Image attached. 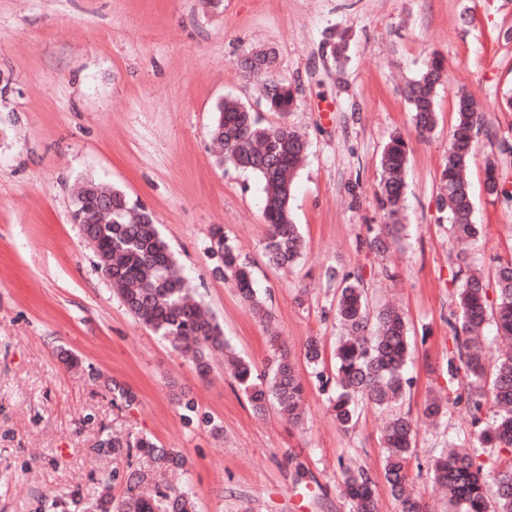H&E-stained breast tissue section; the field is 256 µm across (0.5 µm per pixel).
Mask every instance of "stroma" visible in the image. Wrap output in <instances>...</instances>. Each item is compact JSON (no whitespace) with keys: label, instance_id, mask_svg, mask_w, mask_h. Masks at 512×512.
I'll list each match as a JSON object with an SVG mask.
<instances>
[{"label":"stroma","instance_id":"1","mask_svg":"<svg viewBox=\"0 0 512 512\" xmlns=\"http://www.w3.org/2000/svg\"><path fill=\"white\" fill-rule=\"evenodd\" d=\"M509 29L512 0H0V512H58L57 501L80 488L106 486L122 498L125 483L111 474L141 459L100 447L112 433L183 454V471L150 478L190 491L197 512H353L345 465L372 474L380 512H399L383 476L384 414L365 409L353 430H341L303 357L308 337L329 353L340 334L332 268L361 273L374 307L393 302L408 317L414 383L401 409L420 415L431 394L448 402L447 425H418L412 488L427 512H448L428 463L449 438L475 441L446 372L452 276L488 273L512 257V205L483 187L485 156L512 137ZM331 36L342 59L325 44ZM259 50L296 91L287 117L267 110L263 78L237 65ZM435 54L447 81L437 126L422 138L404 87ZM460 89L484 105L496 133L480 140L469 170L482 232L467 245L452 238L437 204ZM227 96L308 140L291 201L305 252L293 268L265 261L259 177L214 161L208 131ZM397 132L411 149L407 226L378 253L367 241L385 231L380 158ZM88 179L153 217L239 355L264 369L277 334L309 386L304 429L273 410L254 414L221 353L200 377L127 312L73 220ZM218 225L252 267L270 323L214 274L208 247ZM64 350L79 370L61 362ZM114 384L133 402L114 399ZM184 395L198 405L190 421L178 405Z\"/></svg>","mask_w":512,"mask_h":512}]
</instances>
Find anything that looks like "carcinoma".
<instances>
[{
    "label": "carcinoma",
    "mask_w": 512,
    "mask_h": 512,
    "mask_svg": "<svg viewBox=\"0 0 512 512\" xmlns=\"http://www.w3.org/2000/svg\"><path fill=\"white\" fill-rule=\"evenodd\" d=\"M256 59L248 72L269 75L274 58L259 52ZM443 77V59L435 55L406 87L405 98L421 137L436 127V100ZM264 92L269 111L283 116L290 112L295 102L292 88L267 78ZM215 112L210 138L216 147L217 163L252 172L263 183L268 264L282 267L298 263L303 240L291 217L290 200L297 168L307 148L304 135L285 121L262 124L257 113L233 98L219 102ZM455 112L451 144L441 172L446 193L439 199V207L447 210L448 224L457 240H474L481 233V225L472 221L473 198L467 173L478 138L487 129L482 108L469 93H456ZM409 155L408 140L397 134L381 156L378 198L389 224L386 235L370 240V246L378 251L386 250L387 240L398 239L404 230L401 206ZM484 175L486 192L511 206L512 182L502 173L495 156H486ZM109 193L112 202L106 218L99 217L91 199L82 197L77 198L73 217L87 226L98 269L117 287L129 313L190 358L202 377L210 372L209 353L224 351L228 369L254 413L263 415L275 406L289 424L303 425L307 387L291 354L270 337L276 347L275 356L263 375L233 354L217 320L188 301L187 282L151 215L121 191L111 189ZM209 251L217 258L214 272L231 279L255 317L270 323V312L254 288L253 271L240 260L223 228L212 230ZM330 278L340 285L336 310L344 329L334 350L335 378H330L323 367L319 337L308 338L303 354L319 390L332 391L329 401L336 423L348 429L357 422L360 405L385 410L403 400L411 387L406 370L411 343L402 311L393 306L370 308L362 275L335 271ZM455 300L457 311L448 321L453 332L448 383L457 384L456 400L465 403L478 428L479 447L467 448L450 441L430 460V471L448 495V512H512V464L493 475L491 492L476 463L480 447L512 448V352L500 353L490 369L484 342V330L491 321L497 336L512 341V258L499 262L488 279L477 272L467 274L456 290ZM421 414L437 427L448 420V409L437 398L426 399ZM381 440L385 449L384 478L400 512H423L421 501L410 489L409 463L416 448L412 418L401 412L392 414ZM100 446L114 451L134 448L159 468L185 465L181 454L158 447L148 437L131 442L114 436L102 440ZM343 476L344 492L354 512H378L376 483L368 471L346 467ZM125 481V497L116 500L100 494L91 502L92 512H196L195 500L187 491H145L148 475L140 469L129 471Z\"/></svg>",
    "instance_id": "obj_1"
}]
</instances>
